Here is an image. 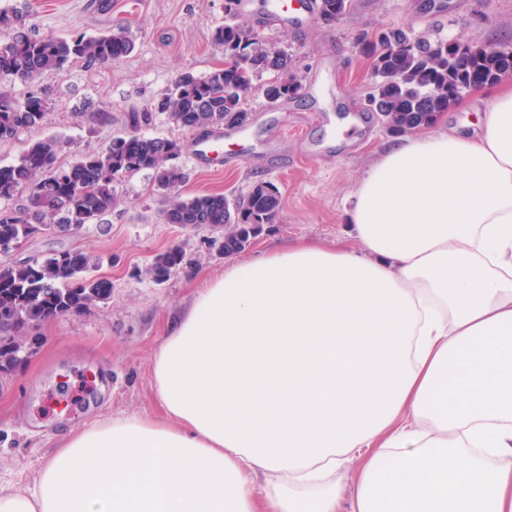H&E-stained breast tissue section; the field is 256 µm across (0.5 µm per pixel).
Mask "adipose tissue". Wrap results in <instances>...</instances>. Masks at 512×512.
Here are the masks:
<instances>
[{
  "label": "adipose tissue",
  "instance_id": "ef3b65f1",
  "mask_svg": "<svg viewBox=\"0 0 512 512\" xmlns=\"http://www.w3.org/2000/svg\"><path fill=\"white\" fill-rule=\"evenodd\" d=\"M347 222L228 263L153 353L157 413L70 428L0 512H512V84L387 145Z\"/></svg>",
  "mask_w": 512,
  "mask_h": 512
}]
</instances>
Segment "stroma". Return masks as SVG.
<instances>
[{
    "mask_svg": "<svg viewBox=\"0 0 512 512\" xmlns=\"http://www.w3.org/2000/svg\"><path fill=\"white\" fill-rule=\"evenodd\" d=\"M136 20L125 15V0H0V9L22 14L38 35L89 36L118 29L129 33L134 50L105 67L77 64L62 75H44L35 86L51 109L43 126L0 142V163L16 161L28 145L54 135L63 143L60 161L106 148L124 129L126 112L149 109L182 71L198 75L223 65L224 50L213 35L223 25L224 0H138ZM446 11L427 0H351L350 12L326 25L311 21L264 29L269 40L291 54L303 79L299 99L270 104L252 91L249 133L260 136L283 127L275 161L270 152L218 171L195 168L188 154L178 163L187 174L186 197L246 194L260 182L281 194L276 223L242 252L253 259L288 240L333 243L346 237L348 199L377 161L392 136L379 122L364 123L348 140L337 141V120L364 112L374 83L360 39L402 24L415 31L438 29L452 38L512 39V0H445ZM487 89L466 94L434 122V129L471 132ZM110 120H102L101 112ZM151 173L141 172L116 185L118 203L105 224L88 225L67 236L44 235L21 242L0 262L45 258L82 249L100 257L98 276L112 283L108 303L60 316L33 328L37 341L27 358L0 374V487L33 486L42 463L69 427L108 416L154 413L151 357L166 325L191 301L207 279L223 274L229 259L216 247L223 229H196L164 223L162 199ZM184 253L182 267L163 283L146 274L156 255L171 247ZM98 378L87 384L85 374Z\"/></svg>",
    "mask_w": 512,
    "mask_h": 512,
    "instance_id": "35a3bbf8",
    "label": "stroma"
}]
</instances>
